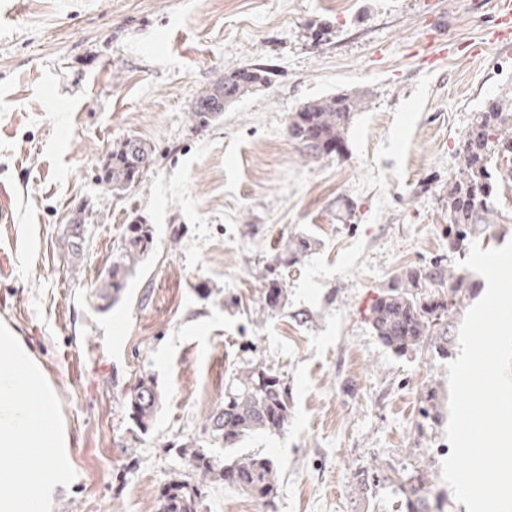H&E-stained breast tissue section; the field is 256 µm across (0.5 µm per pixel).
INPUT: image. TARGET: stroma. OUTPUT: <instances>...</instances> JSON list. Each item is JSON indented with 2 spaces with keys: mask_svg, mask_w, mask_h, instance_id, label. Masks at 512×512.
Masks as SVG:
<instances>
[{
  "mask_svg": "<svg viewBox=\"0 0 512 512\" xmlns=\"http://www.w3.org/2000/svg\"><path fill=\"white\" fill-rule=\"evenodd\" d=\"M497 0H0V326L54 387L71 439L70 482L49 512H158L190 480L201 512H394L389 488L362 493L378 463L428 470L444 512H467L441 478L448 415L424 419L427 387L449 400L446 361L391 353L369 309L393 273L448 250L456 147L488 99L512 95V45L482 42ZM456 46L427 63L434 33ZM272 69L271 83L208 125L190 122L226 67ZM359 92L335 152L304 158L288 118L311 99ZM153 163L123 195L99 167L117 143ZM79 253L59 242L73 218ZM152 243L118 300L95 284L122 255L131 220ZM320 242L266 268L288 238ZM266 364L288 383L276 434L228 447L208 431L236 366ZM163 395L140 426L130 400ZM215 466L271 458L274 507L219 477L201 480L180 446Z\"/></svg>",
  "mask_w": 512,
  "mask_h": 512,
  "instance_id": "stroma-1",
  "label": "stroma"
}]
</instances>
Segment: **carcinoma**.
Returning a JSON list of instances; mask_svg holds the SVG:
<instances>
[{
    "label": "carcinoma",
    "mask_w": 512,
    "mask_h": 512,
    "mask_svg": "<svg viewBox=\"0 0 512 512\" xmlns=\"http://www.w3.org/2000/svg\"><path fill=\"white\" fill-rule=\"evenodd\" d=\"M270 82L271 73L261 67L230 68L200 91L190 121L210 124L221 116L225 106ZM363 108V97L356 93L307 101L289 117L288 135L305 156L316 159L344 140L355 113ZM150 157L146 143L131 138L121 142L112 148L99 184L110 193L122 194L142 177L143 164ZM457 157L458 174L448 182V251L465 256L476 231L503 218L495 205L498 195L512 192V97L489 100L474 113L459 142ZM151 241L148 225H127L124 252L96 287L100 299L110 301L120 294ZM317 246L319 241L309 235L292 236L279 260L296 264ZM477 291L476 282L465 271L447 264L431 262L407 267L391 278L374 301L368 321L380 344L395 355L425 349L450 358L454 341L452 317ZM424 395L423 414L438 418L440 399L436 388L428 387ZM160 399L161 392L154 385L143 382L137 387L131 409L140 425H148ZM289 416L287 384L266 365L248 361L235 369L224 388V402L211 412L208 425L214 437L233 446L248 435L281 431ZM191 464L198 475L216 473L224 483L266 505L276 494L278 475L274 462L267 457L244 455L217 471L209 457L195 449ZM384 472L382 466L359 472L360 488L369 492L389 480L397 496L395 512H433L427 470L404 468L395 473L393 480ZM200 505L198 493L191 492L190 484L176 482L163 494L160 512H199Z\"/></svg>",
    "instance_id": "1"
}]
</instances>
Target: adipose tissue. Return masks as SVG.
<instances>
[{"label": "adipose tissue", "mask_w": 512, "mask_h": 512, "mask_svg": "<svg viewBox=\"0 0 512 512\" xmlns=\"http://www.w3.org/2000/svg\"><path fill=\"white\" fill-rule=\"evenodd\" d=\"M35 394L39 405L27 397ZM0 447L15 467L0 471V512H48L63 482L69 439L51 385L19 337L0 331Z\"/></svg>", "instance_id": "1"}]
</instances>
